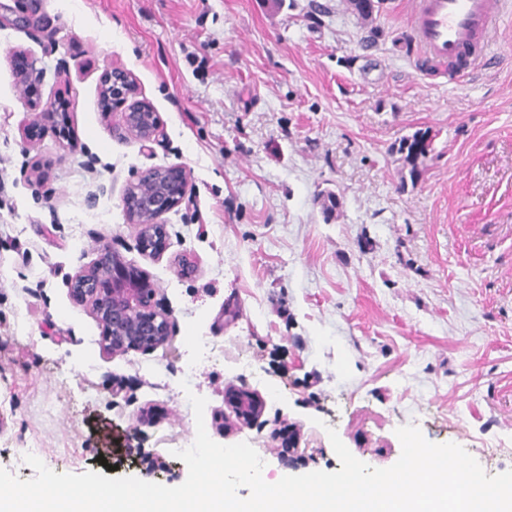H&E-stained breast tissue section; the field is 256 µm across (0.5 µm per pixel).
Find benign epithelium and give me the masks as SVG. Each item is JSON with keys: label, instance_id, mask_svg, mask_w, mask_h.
Returning <instances> with one entry per match:
<instances>
[{"label": "benign epithelium", "instance_id": "benign-epithelium-1", "mask_svg": "<svg viewBox=\"0 0 512 512\" xmlns=\"http://www.w3.org/2000/svg\"><path fill=\"white\" fill-rule=\"evenodd\" d=\"M102 88L110 100L127 105L123 113L124 135L143 142H153L162 132L159 113L149 112V104L138 99V86L131 72L113 67L103 72ZM187 191L185 174L160 168L129 186L122 197L129 223L138 227L142 251L159 259L167 250L168 230L161 218L179 206ZM124 266L120 256L105 244L89 267L68 279L73 300L90 306L102 328V349L107 352L148 350L163 343L168 336L165 317L147 310L154 288L147 272L128 269L119 275L116 267ZM255 407L254 399L243 392L236 402L237 418L247 423Z\"/></svg>", "mask_w": 512, "mask_h": 512}]
</instances>
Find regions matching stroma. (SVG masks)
I'll return each mask as SVG.
<instances>
[{"instance_id": "1", "label": "stroma", "mask_w": 512, "mask_h": 512, "mask_svg": "<svg viewBox=\"0 0 512 512\" xmlns=\"http://www.w3.org/2000/svg\"><path fill=\"white\" fill-rule=\"evenodd\" d=\"M310 2L0 0L35 18L0 26V468L32 478L31 453L98 472L118 441L108 477L181 485L191 393L209 437L249 443L269 483L340 470L330 427L375 468L408 424L478 460L512 443V17L494 67L455 82L412 46L407 0H385L367 51L347 0L317 17ZM18 52L43 105L65 98L74 148L25 135ZM112 66L163 120L149 146L100 108ZM418 131L433 140L411 181L396 148ZM159 167L188 192L154 259L122 197ZM104 242L151 276L170 326L155 350L102 351L70 296ZM231 388L259 400L256 420L236 418Z\"/></svg>"}]
</instances>
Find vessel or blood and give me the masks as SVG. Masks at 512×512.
Masks as SVG:
<instances>
[{
	"label": "vessel or blood",
	"mask_w": 512,
	"mask_h": 512,
	"mask_svg": "<svg viewBox=\"0 0 512 512\" xmlns=\"http://www.w3.org/2000/svg\"><path fill=\"white\" fill-rule=\"evenodd\" d=\"M410 34L422 53L454 62L464 77L489 59L488 39L507 14L503 0H411Z\"/></svg>",
	"instance_id": "1"
}]
</instances>
